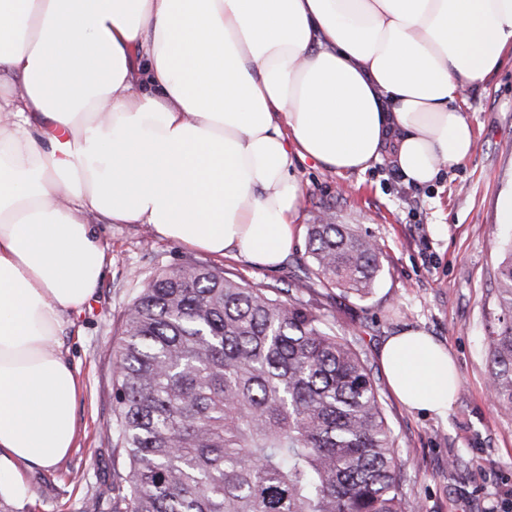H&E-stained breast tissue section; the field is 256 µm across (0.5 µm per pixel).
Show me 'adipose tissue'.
Returning a JSON list of instances; mask_svg holds the SVG:
<instances>
[{
	"instance_id": "ef3b65f1",
	"label": "adipose tissue",
	"mask_w": 512,
	"mask_h": 512,
	"mask_svg": "<svg viewBox=\"0 0 512 512\" xmlns=\"http://www.w3.org/2000/svg\"><path fill=\"white\" fill-rule=\"evenodd\" d=\"M511 52L512 0H0V496L73 446L54 344L105 274L90 215L275 267L294 160L433 183ZM381 362L407 408L447 413L443 346L408 331Z\"/></svg>"
}]
</instances>
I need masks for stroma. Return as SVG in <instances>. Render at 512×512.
<instances>
[{
    "label": "stroma",
    "instance_id": "stroma-1",
    "mask_svg": "<svg viewBox=\"0 0 512 512\" xmlns=\"http://www.w3.org/2000/svg\"><path fill=\"white\" fill-rule=\"evenodd\" d=\"M475 131L469 158L432 184L415 186L389 162L336 174L311 161L292 171L302 197L297 238L288 257L266 268L215 257L159 236L146 224L93 219L107 255L104 278L88 307L66 318L58 343L80 384L76 443L49 468L18 464L21 497L12 512H82L84 501L112 505V382L124 313L157 272L200 263L256 286H275L303 301L357 344L381 387L388 422L405 464L409 512H512V418L489 391L485 329L494 307L501 248L512 224L499 221L512 194V56L463 105ZM350 224L381 250L371 294L359 298L323 287L312 273L307 229L321 209ZM420 330L448 349L457 388L448 414L408 410L393 395L380 362L390 336Z\"/></svg>",
    "mask_w": 512,
    "mask_h": 512
}]
</instances>
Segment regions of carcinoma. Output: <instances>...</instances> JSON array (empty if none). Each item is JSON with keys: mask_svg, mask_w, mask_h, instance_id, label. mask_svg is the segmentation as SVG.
<instances>
[{"mask_svg": "<svg viewBox=\"0 0 512 512\" xmlns=\"http://www.w3.org/2000/svg\"><path fill=\"white\" fill-rule=\"evenodd\" d=\"M312 272L364 298L379 246L321 212ZM280 288L203 264L156 274L113 343L111 512H407L380 385L355 346ZM512 416V245L485 336Z\"/></svg>", "mask_w": 512, "mask_h": 512, "instance_id": "obj_1", "label": "carcinoma"}]
</instances>
